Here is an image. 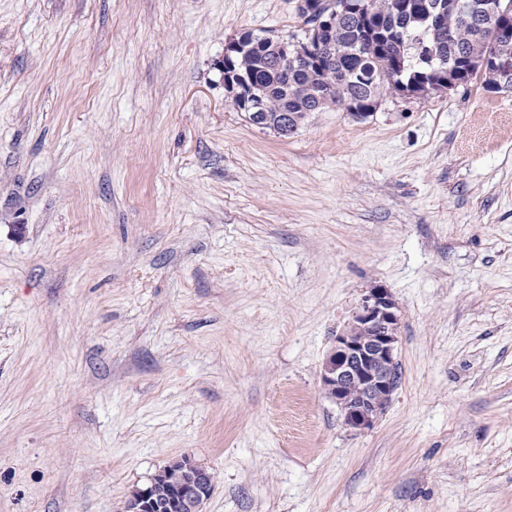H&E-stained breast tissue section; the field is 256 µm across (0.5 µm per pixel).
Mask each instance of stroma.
Here are the masks:
<instances>
[{"mask_svg": "<svg viewBox=\"0 0 512 512\" xmlns=\"http://www.w3.org/2000/svg\"><path fill=\"white\" fill-rule=\"evenodd\" d=\"M298 0H0V512H512V93L336 106L288 137L220 68ZM400 383L347 429L322 363L367 288ZM183 460V457L167 466H165L154 478L150 481L147 486L151 490L152 498L160 504L168 503L173 496L174 490L165 478V473L173 466H178ZM185 468L192 469L195 471L194 481L189 484L184 480V472L181 468H171L168 471L167 477L172 486L177 491L175 500L172 503L165 505H158L153 502L149 488L136 489L130 495L125 503V512L129 504L135 501L141 493L140 499L133 504L130 511L134 512H198L200 511V505L198 504V495L201 494V490L206 489L209 486L206 500L211 496L214 485L215 476L212 472L210 474L203 467L198 466L190 457L184 458ZM188 486L187 488L185 486ZM167 510V511H166Z\"/></svg>", "mask_w": 512, "mask_h": 512, "instance_id": "35a3bbf8", "label": "stroma"}]
</instances>
